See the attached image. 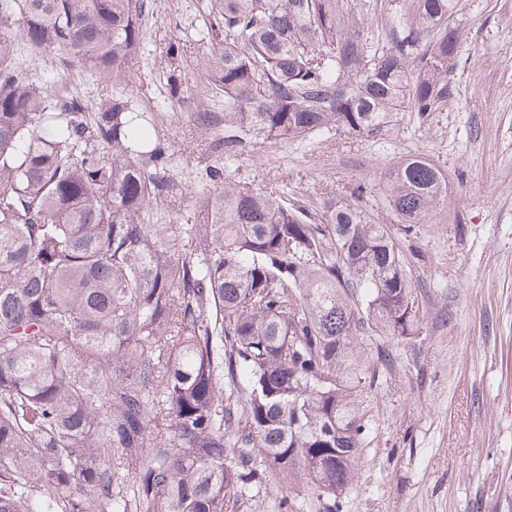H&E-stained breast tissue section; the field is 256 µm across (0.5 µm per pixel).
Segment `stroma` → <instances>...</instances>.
<instances>
[{
    "mask_svg": "<svg viewBox=\"0 0 512 512\" xmlns=\"http://www.w3.org/2000/svg\"><path fill=\"white\" fill-rule=\"evenodd\" d=\"M210 10L211 0H153L144 20L130 106L153 113L157 133L174 146L178 185L148 223H185L194 208L188 192L202 188L212 167L241 182L283 185L314 205L325 196L353 199L365 187L362 205L401 251L418 330L386 338L393 366L361 393L368 437L343 512H512V0H463L462 52L445 111L401 112L380 139L330 132L232 159L212 151L210 136L189 120L200 100L224 109L199 67L216 36ZM173 34L183 43L174 60L165 54ZM0 48L54 75L51 92L79 95L87 116L112 99L111 83L57 55L23 51L6 33ZM173 73L193 100L173 96ZM415 155L445 174L448 210L463 223L440 215L409 234L397 224L383 200L384 176Z\"/></svg>",
    "mask_w": 512,
    "mask_h": 512,
    "instance_id": "35a3bbf8",
    "label": "stroma"
}]
</instances>
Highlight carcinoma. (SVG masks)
<instances>
[{"label": "carcinoma", "instance_id": "1", "mask_svg": "<svg viewBox=\"0 0 512 512\" xmlns=\"http://www.w3.org/2000/svg\"><path fill=\"white\" fill-rule=\"evenodd\" d=\"M462 0H386L384 37L349 0H214L224 49L203 60L224 111L190 120L231 159L336 130L384 135L442 112ZM150 0H0L32 51L112 79L94 121L77 96L0 52V512H342L367 426L358 336L417 324L400 250L358 203L311 210L205 169L198 223L147 224L174 190L172 145L126 87ZM385 203L411 232L447 178L398 161Z\"/></svg>", "mask_w": 512, "mask_h": 512}]
</instances>
